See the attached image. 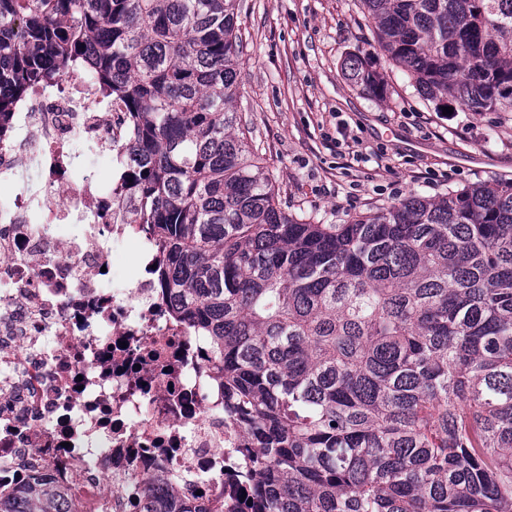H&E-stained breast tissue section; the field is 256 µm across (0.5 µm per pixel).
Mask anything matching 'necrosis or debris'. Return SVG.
Instances as JSON below:
<instances>
[{"label": "necrosis or debris", "instance_id": "necrosis-or-debris-1", "mask_svg": "<svg viewBox=\"0 0 512 512\" xmlns=\"http://www.w3.org/2000/svg\"><path fill=\"white\" fill-rule=\"evenodd\" d=\"M131 138L78 76L0 129V496L38 478L70 512H141L169 492L222 512L247 490L246 439L211 338L159 286L162 246L128 221ZM128 243L136 273L112 283L102 267Z\"/></svg>", "mask_w": 512, "mask_h": 512}]
</instances>
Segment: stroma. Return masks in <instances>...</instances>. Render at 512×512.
<instances>
[{
	"label": "stroma",
	"instance_id": "stroma-1",
	"mask_svg": "<svg viewBox=\"0 0 512 512\" xmlns=\"http://www.w3.org/2000/svg\"><path fill=\"white\" fill-rule=\"evenodd\" d=\"M243 39L233 106L289 211L344 224L412 197L512 182V112L438 113L379 51L361 0H238ZM368 54L388 85L343 73ZM348 79L364 93L374 98H383L386 83L383 74L372 68L369 57H361L360 52L351 54L345 63Z\"/></svg>",
	"mask_w": 512,
	"mask_h": 512
}]
</instances>
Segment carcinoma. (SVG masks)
I'll return each mask as SVG.
<instances>
[{
	"label": "carcinoma",
	"instance_id": "carcinoma-1",
	"mask_svg": "<svg viewBox=\"0 0 512 512\" xmlns=\"http://www.w3.org/2000/svg\"><path fill=\"white\" fill-rule=\"evenodd\" d=\"M436 104L512 112V0H363ZM237 0H0V119L80 67L138 156L130 223L219 347L264 512H512V182L347 224L285 210L232 106ZM348 79L382 98L357 53ZM0 512H68L37 482Z\"/></svg>",
	"mask_w": 512,
	"mask_h": 512
}]
</instances>
